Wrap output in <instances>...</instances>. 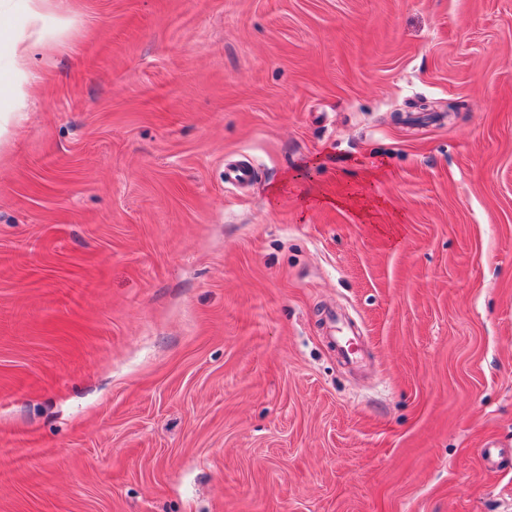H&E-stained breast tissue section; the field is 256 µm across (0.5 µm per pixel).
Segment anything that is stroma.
Wrapping results in <instances>:
<instances>
[{
	"mask_svg": "<svg viewBox=\"0 0 512 512\" xmlns=\"http://www.w3.org/2000/svg\"><path fill=\"white\" fill-rule=\"evenodd\" d=\"M61 14L0 147V512H512V0Z\"/></svg>",
	"mask_w": 512,
	"mask_h": 512,
	"instance_id": "1",
	"label": "stroma"
}]
</instances>
